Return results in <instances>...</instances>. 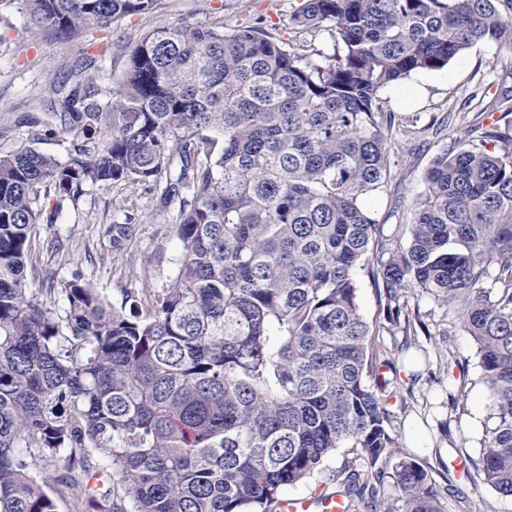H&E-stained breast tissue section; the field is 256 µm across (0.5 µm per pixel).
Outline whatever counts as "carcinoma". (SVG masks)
I'll list each match as a JSON object with an SVG mask.
<instances>
[{
  "mask_svg": "<svg viewBox=\"0 0 512 512\" xmlns=\"http://www.w3.org/2000/svg\"><path fill=\"white\" fill-rule=\"evenodd\" d=\"M161 0H0L58 37L108 29ZM291 29L327 31L341 50L311 58L244 19L231 29L163 24L129 53L100 98L51 81L61 111L44 136L61 159L0 148V512H57L120 487L131 512H269L284 488L336 472L345 512H445L428 471L403 455L392 473L394 361L359 312L369 273L384 320L426 330L414 289L472 338L493 406L484 480L512 498V135L463 131L425 173L407 246L366 205L391 178L379 93L493 42L512 53L498 0H302ZM509 105L512 66L480 113ZM165 180L179 200L175 276L123 312L78 279L27 293L28 261L56 207L87 185ZM56 200L55 209H46ZM112 248L130 240L114 224ZM60 292L62 309L52 304ZM391 479L400 508L386 494Z\"/></svg>",
  "mask_w": 512,
  "mask_h": 512,
  "instance_id": "carcinoma-1",
  "label": "carcinoma"
}]
</instances>
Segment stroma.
<instances>
[{"label": "stroma", "instance_id": "stroma-1", "mask_svg": "<svg viewBox=\"0 0 512 512\" xmlns=\"http://www.w3.org/2000/svg\"><path fill=\"white\" fill-rule=\"evenodd\" d=\"M301 0H162L158 11L136 14L105 30H81L65 38L30 31L24 14L0 9V130L12 145L37 144L66 157L65 136L39 138L35 117L50 104L49 78L77 87L85 73L95 74L102 90H111L123 73L130 50L162 24H208L223 20L225 28L247 14L261 27L288 39V18ZM512 57L484 43L466 50L447 68L426 73L427 93L410 109L398 108V87L382 91L384 109L401 118L389 136L395 162L392 178L374 194L368 207L386 232L409 223L424 175L434 155L452 145L462 129L497 122L512 127V112L479 115L474 94L492 88ZM178 203L161 204L152 184L114 183L111 189L86 187L78 205L64 204L54 224L36 238L27 288L40 294L41 272L58 282L80 279L91 284L113 306H121L128 288L161 290L175 275L181 255L176 234ZM129 224L133 236L114 250L105 229ZM409 308L418 311L428 334L405 337L387 332L382 341L397 361L396 394L392 398V432L403 451L413 454L444 493L446 512H512V498L501 497L481 472L482 441L491 413L488 387L469 336L455 328L446 308L428 295L409 292ZM340 448L324 468L293 486L283 496L306 497L336 485V472L349 458Z\"/></svg>", "mask_w": 512, "mask_h": 512}]
</instances>
